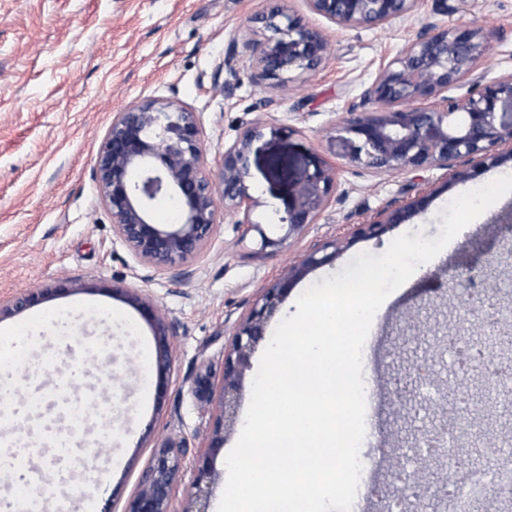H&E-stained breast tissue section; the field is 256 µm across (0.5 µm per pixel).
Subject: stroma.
Listing matches in <instances>:
<instances>
[{
    "instance_id": "stroma-1",
    "label": "stroma",
    "mask_w": 512,
    "mask_h": 512,
    "mask_svg": "<svg viewBox=\"0 0 512 512\" xmlns=\"http://www.w3.org/2000/svg\"><path fill=\"white\" fill-rule=\"evenodd\" d=\"M280 4L313 19L330 45L327 64L311 77L285 87L257 82L247 44L254 39L252 17ZM472 23L492 32L493 48L481 66L487 78L512 70V0H448L447 13L424 0L406 20L382 28H341L312 16L306 0H0V331L30 334L47 318L68 312L71 335L79 345L49 340L39 359L69 365L73 356L94 360L81 394L105 389L107 422L88 417L76 440L89 473L68 489L71 500L94 498L99 512H124L156 447L170 438L186 440L183 467L171 508L193 507L198 469L208 468V512H217L225 488V459L241 431L251 400L252 382L264 345L252 351L240 386L237 418L214 442L219 402L200 408L191 391L195 372L211 367L222 376L224 355L232 348L239 323L256 298L289 265L325 241L347 236L391 203L409 204L421 194L431 199L408 221L391 226L378 239H357L336 258L298 281L268 320L273 335L281 318L296 313V300L310 285L341 273L359 253L378 255L392 240L409 233L439 235L446 206L458 195L512 174V158L490 163L473 181H456L445 171L396 173L374 177L354 167L336 128L360 104L380 65L398 55L420 27ZM238 50L235 86L222 92L221 65L229 46ZM148 97L173 98L197 113L205 162L216 168L224 147L256 118L270 132L254 145L250 184L263 202L253 221L269 235H280L267 219V207L283 206L304 178L312 157L336 169L338 187L315 224L293 236L287 247L254 257L240 244L232 219L215 225L210 242L192 261L193 275L173 282L170 272L140 263L112 228L94 175V158L112 115ZM263 97L276 104L256 114ZM512 209V196L498 200L482 223L469 226L438 261L396 294L385 319L370 329L373 360L369 374L382 386L366 399L364 480L379 489H396L393 471L395 391L408 384L413 360L431 356V328L479 336L480 316L469 306L474 292L496 287L512 305V272L494 274L489 266L503 248L512 247V223L500 218ZM147 295L173 327L169 389L155 395L153 374L144 373V353L154 352L155 337L138 311L113 296V281ZM45 296L22 310L19 298L36 291ZM111 322H101L98 312ZM30 364L16 368L21 402L34 414L18 413L6 427L14 450L38 451L36 485L13 488L0 474V489L13 490L21 504L47 502L60 494L59 458L63 402L58 390L29 381ZM497 454L476 446L448 447V468L464 465L495 469ZM427 481L443 468L420 461Z\"/></svg>"
}]
</instances>
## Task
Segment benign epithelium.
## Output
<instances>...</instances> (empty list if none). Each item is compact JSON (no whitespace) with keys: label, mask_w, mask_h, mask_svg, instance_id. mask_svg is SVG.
I'll return each instance as SVG.
<instances>
[{"label":"benign epithelium","mask_w":512,"mask_h":512,"mask_svg":"<svg viewBox=\"0 0 512 512\" xmlns=\"http://www.w3.org/2000/svg\"><path fill=\"white\" fill-rule=\"evenodd\" d=\"M312 13L340 27L383 28L397 19L412 17L420 0H307ZM259 39L248 42L254 77L275 86L321 70L330 47L322 29L284 7L273 8L253 18ZM492 48L489 34L474 25L423 26L394 59L384 65L363 94L364 110L351 109L337 128L349 161L374 177L413 173L431 168L452 172V178L469 181L486 170L485 161H497L498 151L512 157V71L490 81L478 73ZM469 84L466 94L448 96V88ZM267 126L247 127L224 148L217 171L207 169L197 113L172 98H146L112 115L98 148L94 171L101 203L112 218L113 230L133 256L144 264L174 272L175 281L192 276L188 262L208 244L218 218H235L243 227L242 238L258 234L254 254L282 249L317 217L337 187L336 169L319 157L311 160L299 187L286 200L280 217L284 235L269 236L252 221L254 210L264 206L250 193V155ZM221 195H215L216 187ZM160 196H176L182 202V221L167 229L154 222L151 205ZM423 200L405 206H390L378 217L359 225L355 236L379 238L394 224L409 219ZM348 243L332 240L312 249L304 260L275 279L257 299L249 316L239 325L232 352L224 357L222 412L224 426L234 424L238 387L251 351L263 340L267 321L275 314L295 282L323 265ZM129 301L154 330L156 390L167 391L170 356L169 326L153 303L132 295ZM485 326L491 335L512 332V318L497 309ZM473 341L455 333L442 336L435 347L442 351L466 347ZM419 386H434L436 378L427 360L413 364ZM482 395L450 402L455 418L467 426L451 436L436 431L415 444L427 441L437 463L446 456L447 440L468 444L490 417L501 389L495 380L479 379ZM195 399L207 404L213 395L210 370L198 371L191 384ZM184 441H169L157 448L142 473L137 491L124 512H172V493L181 468ZM203 469L195 481L199 507L185 512H207V488Z\"/></svg>","instance_id":"benign-epithelium-1"}]
</instances>
